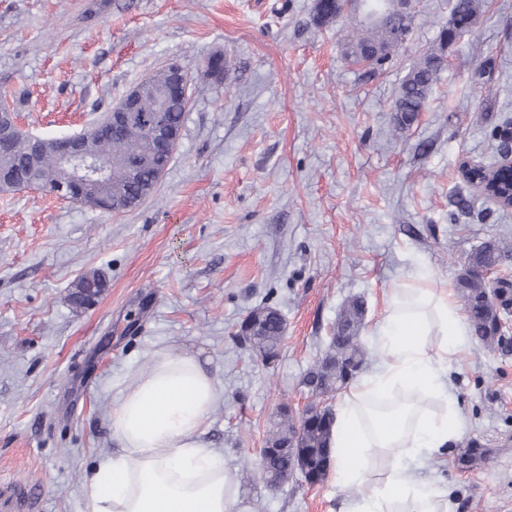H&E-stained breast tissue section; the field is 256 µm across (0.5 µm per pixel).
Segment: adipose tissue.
I'll use <instances>...</instances> for the list:
<instances>
[{"label": "adipose tissue", "instance_id": "1", "mask_svg": "<svg viewBox=\"0 0 512 512\" xmlns=\"http://www.w3.org/2000/svg\"><path fill=\"white\" fill-rule=\"evenodd\" d=\"M373 334L383 361L353 379L335 410L333 471L338 485H360L371 459L390 465L343 512H450L447 485L414 483L407 473L459 434L448 362L467 345L468 323L447 292L412 275L392 289ZM401 389L441 400V411L413 420L404 409L366 418L371 396ZM223 397L195 355L155 350L149 369L116 398L111 429L120 451L86 476L82 512H235L236 475L203 441Z\"/></svg>", "mask_w": 512, "mask_h": 512}]
</instances>
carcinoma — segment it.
<instances>
[{"label":"carcinoma","instance_id":"cac0c4a2","mask_svg":"<svg viewBox=\"0 0 512 512\" xmlns=\"http://www.w3.org/2000/svg\"><path fill=\"white\" fill-rule=\"evenodd\" d=\"M483 0H455L449 25L442 28L436 43L423 52L409 68L390 110L393 125L403 133L415 122L418 114L427 107L430 94L446 65L448 43L465 36L472 28L481 11ZM315 17L319 25L326 26L338 20L356 19L344 40L342 52L346 60L381 70L392 63L410 39L413 16L402 14L394 6V0H351L348 11H343L338 0H316ZM208 74L219 81L230 74L224 56L216 55L209 60ZM167 86L166 72L153 74L152 90L144 97L139 114L149 116L164 108L169 125L182 127L187 104L167 98L159 105ZM88 152L112 163L109 182L91 188L96 202L112 213L125 211L127 201L141 196L144 187L160 180L157 148L148 137L145 126L134 122L118 136L103 134L87 142ZM29 144L24 135L11 143L9 151L0 154V168L15 172L18 179L27 175L26 156ZM131 153L141 156L142 165L135 175L130 174L123 161ZM38 177L42 187L53 189L61 178L53 153L44 155ZM512 255V240L490 237L477 246L461 265L455 278V294L461 302L471 333L480 348L495 351L502 348V321L512 314V280H500L493 284L477 275L475 270H494L502 260ZM366 306L359 297L345 301L336 320V335L332 337L327 354L310 365L313 378L304 382L311 394L319 399H330L356 376L364 363L365 352L359 332L364 324ZM251 322L247 346L256 357H276L284 338L285 327L281 315L272 307H260L247 317ZM412 402L416 408L426 403L414 397H396L391 401L372 402L371 411L391 409L401 403ZM334 413L330 408L313 420L296 422L283 407L279 418L273 420L267 430L265 444L269 448H282L292 442L295 454H278L269 458L266 467L260 463L246 464L239 479L252 481L264 478L275 482L285 473L300 470L299 460L313 462L329 454L331 427ZM494 450L476 439L464 442V450L456 458L457 466L470 469L484 465L493 458Z\"/></svg>","mask_w":512,"mask_h":512}]
</instances>
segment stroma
Returning a JSON list of instances; mask_svg holds the SVG:
<instances>
[{
    "label": "stroma",
    "mask_w": 512,
    "mask_h": 512,
    "mask_svg": "<svg viewBox=\"0 0 512 512\" xmlns=\"http://www.w3.org/2000/svg\"><path fill=\"white\" fill-rule=\"evenodd\" d=\"M452 43L427 109L392 136L390 104L454 0H420L411 39L378 72L342 55V27L315 0H0V97L34 134L90 128L169 63L191 71L180 142L155 193L112 214L28 189L0 191V512H82L86 471L115 451L114 401L169 347L197 355L224 389L207 439L240 470L257 460L281 405L329 345L347 298L367 304L364 372L380 363L369 328L410 273L451 288L489 237L512 240V210L471 213L461 156L489 164L492 127L512 118V0H484ZM224 55L231 75L207 74ZM100 273L96 304L73 285ZM286 322L265 364L235 336L254 307ZM462 439L496 453L456 467L457 446L418 478L448 483L452 512L512 507V353L466 346L449 366ZM247 512H340L354 490L238 484Z\"/></svg>",
    "instance_id": "1"
}]
</instances>
